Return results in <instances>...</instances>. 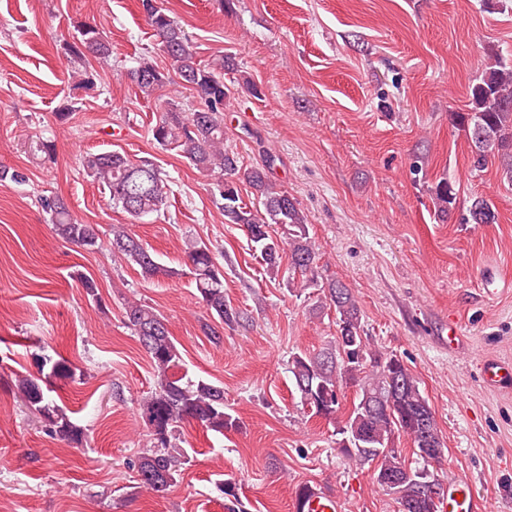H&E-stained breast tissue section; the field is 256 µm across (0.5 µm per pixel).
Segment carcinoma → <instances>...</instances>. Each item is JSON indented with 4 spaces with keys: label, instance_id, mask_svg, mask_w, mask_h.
<instances>
[{
    "label": "carcinoma",
    "instance_id": "cac0c4a2",
    "mask_svg": "<svg viewBox=\"0 0 512 512\" xmlns=\"http://www.w3.org/2000/svg\"><path fill=\"white\" fill-rule=\"evenodd\" d=\"M148 24L163 53L171 60L197 102L191 112H184L175 102H166L165 111L151 128L153 140L173 150L199 173L217 177L214 192L217 208L224 223L243 228L252 251L256 253L271 278L279 275L283 257L300 273L302 281L288 279V290L317 287L336 312V336L317 352L293 354L290 372L295 390L312 414L336 424L341 436V452L362 464H375L374 478L386 487L385 479L401 480L397 503L416 502L415 512H438L437 503L418 498L422 485L434 481L428 467H411L402 460L396 446L400 437H408L413 454L421 455L422 429L430 433L433 444L442 441L434 412L419 389V381L395 355L382 357L372 352L361 334V310L346 285L328 279L319 280V253L309 237L306 219L295 199L273 184L269 176L273 156L257 168L240 172L237 156L224 147V110L228 89L224 74L239 75L242 86L251 94L259 90L236 57L223 55L205 65L198 59L197 47L157 0H141ZM73 61L91 56L102 61L112 56V44L93 23L80 26L72 39H63ZM167 77L149 59H142L132 72V81L145 98L155 95ZM470 108L453 113V122L465 133L471 148V166L484 168L498 163L503 183L512 186V58L493 53V62L469 86ZM82 167L93 180L109 192L113 207L133 218L158 214L167 204V191L160 171L152 163L131 162L119 152L88 153ZM252 189L261 207L248 205L242 198L239 180ZM438 217L444 219L457 200L455 185L443 177L432 190ZM43 209L50 214L58 234L65 240L88 250L99 246L98 229L93 224L73 220L57 196L41 198ZM464 224L495 222L493 204L477 197L461 218ZM286 229L287 238L272 234V226ZM112 252L137 266L143 277L169 276L172 270L159 262L155 254L130 235L126 228L112 226ZM186 260L198 299L218 323L232 326L240 321L241 312L224 299V266L218 252L203 241L186 245ZM126 324L134 330L153 365L156 381L151 395L139 405L138 416L154 440L151 453L141 457L138 466L140 487L156 495L165 494L176 483L187 453L175 442V431L186 421H195L218 434L238 427L235 416L224 403V387L188 373H177L181 355L166 320L152 307L130 302L125 307ZM39 376L31 374L16 379L15 388L27 409L40 415L47 430L61 440L79 442L83 430L50 396L52 379L70 376L72 368L63 360L43 358ZM356 388V401L347 416L337 419L344 389ZM380 399L387 411L371 414L363 407L366 399Z\"/></svg>",
    "mask_w": 512,
    "mask_h": 512
}]
</instances>
